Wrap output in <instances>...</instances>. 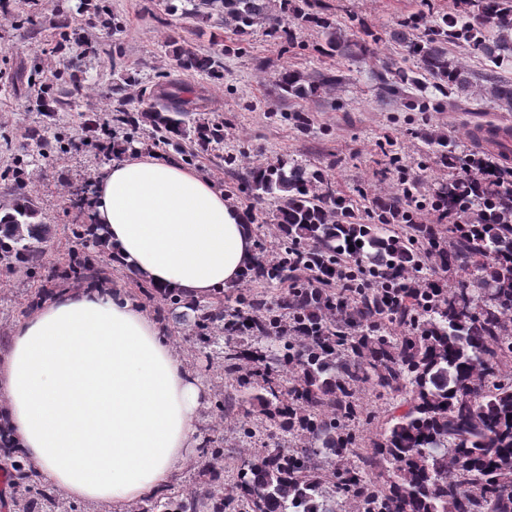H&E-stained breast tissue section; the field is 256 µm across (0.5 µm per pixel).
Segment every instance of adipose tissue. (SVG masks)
Instances as JSON below:
<instances>
[{
  "instance_id": "obj_1",
  "label": "adipose tissue",
  "mask_w": 512,
  "mask_h": 512,
  "mask_svg": "<svg viewBox=\"0 0 512 512\" xmlns=\"http://www.w3.org/2000/svg\"><path fill=\"white\" fill-rule=\"evenodd\" d=\"M91 210L126 267L189 303L240 283L255 254L223 190L157 155L104 168ZM204 398L156 315L110 284L42 303L0 357V416L17 448L68 499L114 512L161 492L196 454Z\"/></svg>"
}]
</instances>
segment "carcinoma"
<instances>
[{
  "mask_svg": "<svg viewBox=\"0 0 512 512\" xmlns=\"http://www.w3.org/2000/svg\"><path fill=\"white\" fill-rule=\"evenodd\" d=\"M185 14L212 22L242 36L266 24L290 41L291 29L281 27L282 15L314 22L326 29L329 51L349 57L372 53L369 45L350 39L328 17L311 12V0H186ZM462 15L425 27L423 36L408 39L419 25L412 18L399 23L393 37L417 59L419 76L395 66L378 75L382 93L398 96L427 86L466 91L472 84L466 65L448 57V44L465 43L497 64L512 56V0H467ZM85 38L65 17L55 24L53 40L61 50ZM179 69L218 78L222 62L199 53L184 40H169ZM38 87L31 99L42 112L76 105L64 89L58 71L44 77L38 65L25 74ZM336 78L318 76L313 82L285 69L277 84L284 97L300 98L317 90V83ZM179 85L152 93L157 103L145 112H131L119 101L112 124L131 131L147 123L152 139L172 147L192 161L197 151L224 142V124L192 118L199 98L183 97ZM478 93L512 111V85L493 78ZM428 141L445 148L441 156L461 167L480 166L485 156L459 157L446 150L448 137L431 134ZM70 140L62 131L36 139L40 156L64 151ZM31 154L14 157L12 202L0 215V274L19 269L39 282L31 305L45 296L48 282H99L110 279L108 262H120L105 251L101 228L73 224L71 233L81 248L42 277L50 225L43 223L34 199L25 192ZM243 185L274 206L270 227L276 251L260 250L241 279L235 306L219 300L187 304L175 294H163L175 311H191L192 339L203 345L222 333L219 352L224 375L236 382L245 398L269 421L268 436L283 430L298 444L292 450L245 448L233 486L224 488L214 466L224 461V436L205 441L203 456L212 479L200 490L170 485L147 500L139 512H336V497L344 496L349 512H512V188L507 172L486 177L485 196L473 203L471 188L453 183L441 188L430 203L438 210H455L466 219L463 228L443 232L424 224L410 207L417 184L403 176L401 193L383 194L371 221L362 223L354 201L336 194L319 171L278 160L247 168ZM426 247L428 268L459 269L465 277L455 285L431 283L423 273L420 252ZM370 257L376 274L398 291L417 286L418 303L386 306L383 290L365 286L359 274L354 290L336 291L339 261L349 254ZM260 281L284 288L268 303L249 284ZM400 396L387 426L371 440L374 452H358L364 437L352 427L359 416L354 396L365 385ZM357 455L359 464L343 459ZM383 466L384 483L369 477ZM22 495L15 512H38L56 504L55 490L38 473L11 454L0 456Z\"/></svg>",
  "mask_w": 512,
  "mask_h": 512,
  "instance_id": "obj_1",
  "label": "carcinoma"
}]
</instances>
